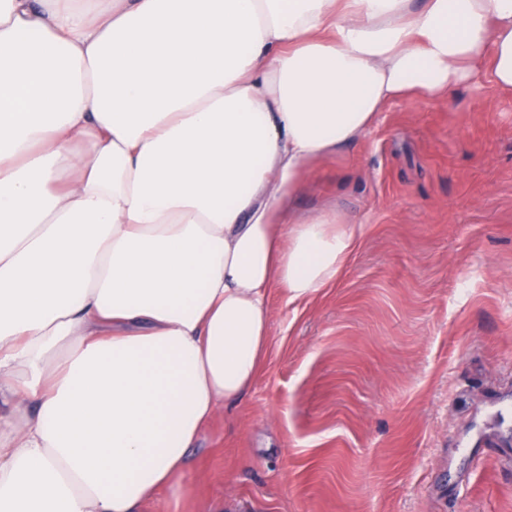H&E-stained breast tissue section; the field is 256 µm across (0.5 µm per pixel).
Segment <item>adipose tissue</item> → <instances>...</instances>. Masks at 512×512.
Returning <instances> with one entry per match:
<instances>
[{
	"mask_svg": "<svg viewBox=\"0 0 512 512\" xmlns=\"http://www.w3.org/2000/svg\"><path fill=\"white\" fill-rule=\"evenodd\" d=\"M490 63L512 0H0V512H139L359 229L290 215L394 100Z\"/></svg>",
	"mask_w": 512,
	"mask_h": 512,
	"instance_id": "ef3b65f1",
	"label": "adipose tissue"
}]
</instances>
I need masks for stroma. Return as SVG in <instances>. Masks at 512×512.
<instances>
[{
    "instance_id": "obj_1",
    "label": "stroma",
    "mask_w": 512,
    "mask_h": 512,
    "mask_svg": "<svg viewBox=\"0 0 512 512\" xmlns=\"http://www.w3.org/2000/svg\"><path fill=\"white\" fill-rule=\"evenodd\" d=\"M293 210L358 224L347 266L272 289L263 372L141 512H512V91L388 104Z\"/></svg>"
}]
</instances>
